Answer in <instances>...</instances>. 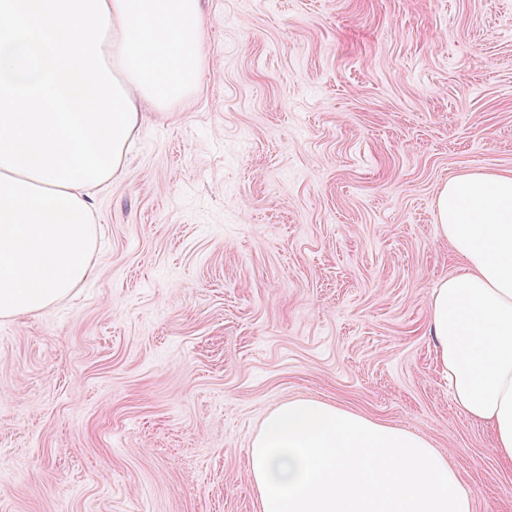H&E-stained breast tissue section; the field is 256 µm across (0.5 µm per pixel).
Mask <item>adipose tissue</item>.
<instances>
[{
  "label": "adipose tissue",
  "mask_w": 512,
  "mask_h": 512,
  "mask_svg": "<svg viewBox=\"0 0 512 512\" xmlns=\"http://www.w3.org/2000/svg\"><path fill=\"white\" fill-rule=\"evenodd\" d=\"M201 0H0V319L94 274L93 200L146 108L199 85ZM461 270L429 329L453 402L512 463V174L469 172L437 199ZM261 512H473L430 441L315 400L284 403L248 451Z\"/></svg>",
  "instance_id": "obj_1"
}]
</instances>
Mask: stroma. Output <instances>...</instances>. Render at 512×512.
I'll list each match as a JSON object with an SVG mask.
<instances>
[{
  "mask_svg": "<svg viewBox=\"0 0 512 512\" xmlns=\"http://www.w3.org/2000/svg\"><path fill=\"white\" fill-rule=\"evenodd\" d=\"M202 3L199 88L97 195L93 277L0 320V512H260L248 449L302 399L512 512L429 332L441 189L512 172V0Z\"/></svg>",
  "mask_w": 512,
  "mask_h": 512,
  "instance_id": "obj_1",
  "label": "stroma"
}]
</instances>
